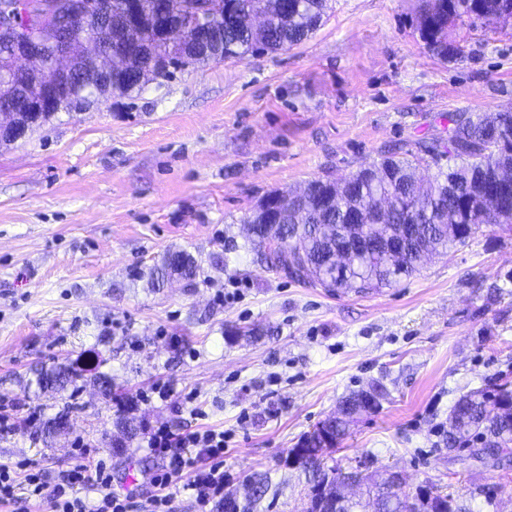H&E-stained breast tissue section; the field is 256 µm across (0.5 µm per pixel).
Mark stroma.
<instances>
[{
    "mask_svg": "<svg viewBox=\"0 0 512 512\" xmlns=\"http://www.w3.org/2000/svg\"><path fill=\"white\" fill-rule=\"evenodd\" d=\"M422 0H330L297 46L175 73L101 109L59 113L0 146V463L37 461L56 480L83 437L112 489L153 495L148 428L224 430L226 491L261 474L257 512H304L286 458L349 393L382 384L330 461L430 482L470 512H512V465L450 455L460 395L512 381V223L486 224L415 275L366 294H329L272 271L240 229L270 192L340 181L398 146L448 138L452 119L512 112V19L455 25L442 58L418 30ZM200 266L194 285L143 279L166 251ZM68 364L61 393L35 394V364ZM112 378L94 387L92 366ZM167 384L181 409L139 397ZM39 409L30 421V409ZM67 412L45 446L42 423ZM136 435L112 446L117 418Z\"/></svg>",
    "mask_w": 512,
    "mask_h": 512,
    "instance_id": "1",
    "label": "stroma"
}]
</instances>
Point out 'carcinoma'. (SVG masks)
Returning a JSON list of instances; mask_svg holds the SVG:
<instances>
[{
  "mask_svg": "<svg viewBox=\"0 0 512 512\" xmlns=\"http://www.w3.org/2000/svg\"><path fill=\"white\" fill-rule=\"evenodd\" d=\"M328 0H138L137 23L142 36L138 50L125 52L119 34L131 22L129 0H112V14L106 20H89L78 25L76 39L98 46L112 58V84L99 82L96 62L77 53L70 59V90L56 98L54 111L46 112L48 122L59 112L75 111L71 95L94 102L110 96L130 94L140 86L124 76L138 74L141 65L153 60L179 59L183 66L205 65L211 58L189 43L170 44L156 38L157 14L161 11L174 23H187L194 30L212 26L209 48L221 53L224 61H243L257 52L288 50L306 40L321 25ZM512 17V0H482L481 10L472 0H425L419 30L428 48L441 57L460 52L448 41V26L454 21L491 28ZM7 46L0 39V99H32L43 91L40 73L30 71L17 83L7 73ZM512 113H494L476 120L455 119L448 130V141L420 153L407 150L400 156L381 160L382 174L372 176L364 167L349 176L343 191L344 204L331 203L334 184L324 179L308 182L301 193L278 194V210L285 223L267 224L253 212L244 220L246 241L263 256L269 268L300 252L303 274L300 280L329 292L351 290L368 293L390 286L419 271L431 257L464 245L480 225L497 222L503 213L512 212V203L498 212L487 206L494 189L492 171L505 166L512 171ZM463 153L472 162L443 166L441 161ZM436 167L433 179L424 186L418 182V169ZM199 271L196 260L184 251L163 256L161 267L150 272L156 281L177 275L192 284ZM40 387L65 390L74 381L64 366L37 370ZM382 396L376 387L352 392L339 403L337 411L305 433L296 444L298 468L315 481L309 489L307 512H326L322 501L339 500L341 486L349 474L327 467L324 456L335 449L350 425L363 414L372 413L379 402H369L368 392ZM448 420L452 432L448 447L475 445L496 438L497 444L512 449V381L505 380L462 395L451 408ZM331 440L325 449V440ZM253 493L242 505L235 493H228L223 512H254L256 504L271 488L268 477L248 478ZM342 512H466L450 494L427 498L389 490L388 478L367 485L366 493L347 501Z\"/></svg>",
  "mask_w": 512,
  "mask_h": 512,
  "instance_id": "cac0c4a2",
  "label": "carcinoma"
}]
</instances>
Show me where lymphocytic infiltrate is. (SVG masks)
Here are the masks:
<instances>
[{"label": "lymphocytic infiltrate", "instance_id": "obj_1", "mask_svg": "<svg viewBox=\"0 0 512 512\" xmlns=\"http://www.w3.org/2000/svg\"><path fill=\"white\" fill-rule=\"evenodd\" d=\"M150 454L158 465L150 481L157 495L143 503L133 496H119L112 491V473L105 463L88 469L74 463L57 482L45 479L36 464L25 463L23 472L0 464V502L11 512H31L35 499L47 501L51 512H171L175 490L185 488L201 512L224 500V434L216 430L177 434L167 425L148 430L145 437ZM93 486L95 496L86 499L80 489Z\"/></svg>", "mask_w": 512, "mask_h": 512}]
</instances>
